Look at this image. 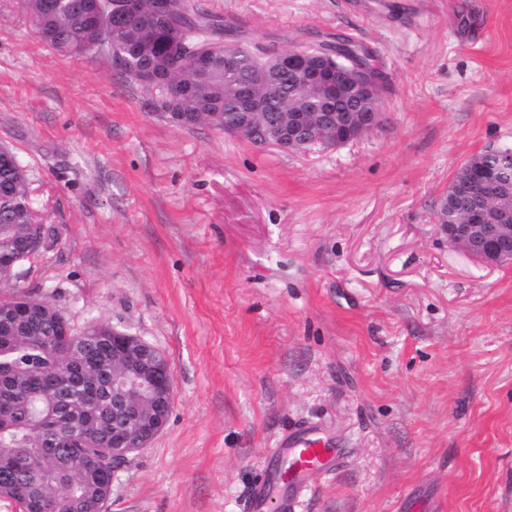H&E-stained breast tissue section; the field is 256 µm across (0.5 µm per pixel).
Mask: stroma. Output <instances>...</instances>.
Returning a JSON list of instances; mask_svg holds the SVG:
<instances>
[{
	"instance_id": "obj_1",
	"label": "stroma",
	"mask_w": 512,
	"mask_h": 512,
	"mask_svg": "<svg viewBox=\"0 0 512 512\" xmlns=\"http://www.w3.org/2000/svg\"><path fill=\"white\" fill-rule=\"evenodd\" d=\"M202 2L252 47H370L379 125L305 154L183 127L0 0V145L46 230L23 284L170 366L108 512H248L302 422L344 454L295 512H512V263L436 224L461 164L512 147V0Z\"/></svg>"
}]
</instances>
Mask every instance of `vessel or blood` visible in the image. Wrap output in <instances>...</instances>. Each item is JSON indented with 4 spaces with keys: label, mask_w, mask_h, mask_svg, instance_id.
Masks as SVG:
<instances>
[{
    "label": "vessel or blood",
    "mask_w": 512,
    "mask_h": 512,
    "mask_svg": "<svg viewBox=\"0 0 512 512\" xmlns=\"http://www.w3.org/2000/svg\"><path fill=\"white\" fill-rule=\"evenodd\" d=\"M285 459L282 467L272 469L266 484L253 491L252 512H265L270 500H277L280 512H291L311 488L313 476H328L340 463L342 449L329 447L319 427L303 423L281 438L278 447Z\"/></svg>",
    "instance_id": "1"
}]
</instances>
